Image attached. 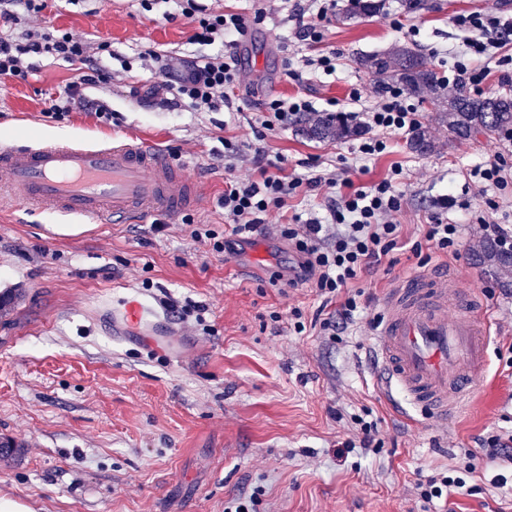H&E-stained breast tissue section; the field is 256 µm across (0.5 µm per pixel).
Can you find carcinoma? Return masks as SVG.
I'll use <instances>...</instances> for the list:
<instances>
[{"label": "carcinoma", "mask_w": 512, "mask_h": 512, "mask_svg": "<svg viewBox=\"0 0 512 512\" xmlns=\"http://www.w3.org/2000/svg\"><path fill=\"white\" fill-rule=\"evenodd\" d=\"M383 9L384 0H351L349 16L373 18ZM358 64L371 74L375 91L384 92L398 86L430 105L437 119L448 126V134L456 140L512 135V98L443 94L427 58L409 46H395L386 53L364 55L358 58ZM308 124L307 132L314 138L346 139L365 132V127L358 123L349 124L328 114L310 117ZM409 147L421 154L432 150L433 142L426 125L421 123L415 127ZM481 252L483 263L504 275L512 267V251L501 249L494 241L484 244Z\"/></svg>", "instance_id": "1"}]
</instances>
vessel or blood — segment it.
Segmentation results:
<instances>
[{"instance_id": "1", "label": "vessel or blood", "mask_w": 512, "mask_h": 512, "mask_svg": "<svg viewBox=\"0 0 512 512\" xmlns=\"http://www.w3.org/2000/svg\"><path fill=\"white\" fill-rule=\"evenodd\" d=\"M198 201L197 182L146 139L0 145V207L47 208L89 225L143 224L158 215L178 219ZM105 306L113 329L137 328L153 350L166 351L160 308L132 290ZM489 332L482 294L462 288L454 270L396 281L372 339L382 396L403 394L435 420L458 418L486 369Z\"/></svg>"}]
</instances>
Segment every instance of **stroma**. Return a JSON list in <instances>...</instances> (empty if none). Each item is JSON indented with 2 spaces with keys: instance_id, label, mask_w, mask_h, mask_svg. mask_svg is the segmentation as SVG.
<instances>
[{
  "instance_id": "35a3bbf8",
  "label": "stroma",
  "mask_w": 512,
  "mask_h": 512,
  "mask_svg": "<svg viewBox=\"0 0 512 512\" xmlns=\"http://www.w3.org/2000/svg\"><path fill=\"white\" fill-rule=\"evenodd\" d=\"M200 3L251 18L246 37L234 46L193 42L180 0H155L149 9L142 0H57L39 14L19 11L7 30L17 39L70 32L112 77L83 91L107 116L74 106L58 121L44 115L45 99L65 95L79 73L64 60L36 58L27 81L0 82V141L145 137L197 179L201 200L161 233L149 224H100L55 235L52 214L0 212V293L16 295L0 316V438L18 444L0 456V501L28 512H225L238 499L251 501L253 512H512V483L494 485L496 470L478 453L484 438L512 431V272L498 276L479 263L483 238L467 227L480 212L512 226V195L489 210L468 176L505 141L451 139L426 111L434 151L411 152L407 135H396L392 152L362 169L357 140L316 141L300 121L269 131L256 112L265 100L297 95L321 111H361L377 95L358 57L407 45L443 72L464 40L452 16L512 11V0H427L416 13L386 0L382 16L331 19L322 42L311 45L286 22L288 0ZM332 48L340 54L335 74L285 76L287 63L299 68L303 57ZM223 53L239 59L233 107L191 110L151 96L154 84ZM226 138L244 146L229 161ZM256 147L284 156L297 173L314 167L358 186L386 177L394 163L404 167L399 242L357 280L363 310L341 340L322 329L337 301L295 280L297 257L278 234L255 232L223 253L190 234L196 223L224 237L225 181L256 177ZM443 194L456 200L449 220L464 226L458 254L447 257L423 237ZM447 267L482 292L492 323L474 403L449 423L402 396L385 404L367 352L390 284ZM128 286L171 312L175 355H157L137 330L113 334L97 303ZM296 311L299 333L287 324ZM364 413L377 424L373 442L338 462V442L358 439L353 418ZM468 464L476 469L472 494L421 498L418 482Z\"/></svg>"
}]
</instances>
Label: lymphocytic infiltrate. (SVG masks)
<instances>
[{"label": "lymphocytic infiltrate", "mask_w": 512, "mask_h": 512, "mask_svg": "<svg viewBox=\"0 0 512 512\" xmlns=\"http://www.w3.org/2000/svg\"><path fill=\"white\" fill-rule=\"evenodd\" d=\"M336 0H309L308 4H294L291 18L297 24L300 40L313 43L322 39L325 23L336 13ZM182 14L188 19L193 40L237 42L248 30L247 18L239 13H206L196 0H182ZM453 25L465 38L455 60L442 82L453 90H482L491 74L492 62L507 63L503 51L512 43V15L496 12H463L454 15ZM53 56L68 63L83 66L78 83L69 86V99L82 97L87 85L103 82L106 72L92 65L84 42L60 30L30 35L22 40L0 35V78L27 79L29 70L24 58ZM239 61L233 56L198 61L182 72L169 85L173 101L197 109L203 106L232 107L230 96L238 84ZM371 135L361 141L356 159L364 163L387 153L389 137L411 131L420 122L421 114L412 97L401 89L382 95L361 114ZM258 176L248 182L229 181L221 203L224 219L234 236L254 231L271 210H284L290 198L299 193L325 186L337 189L338 196L329 203V213L336 226L327 232L318 218L294 215L292 222L283 224L280 234L292 241L300 253L302 278L321 295L339 300L336 319L331 326L348 329L355 319L358 303L350 291L352 284L370 267L392 250L400 234L397 216L404 205V196L397 191L404 168L391 167L386 177L368 186H354L350 179L337 180L323 174H299L288 170L281 155L269 154L258 148L253 156ZM447 195L437 202L438 210L424 227V238L437 253H457L461 243V227L449 223L447 210L454 207Z\"/></svg>", "instance_id": "1"}]
</instances>
